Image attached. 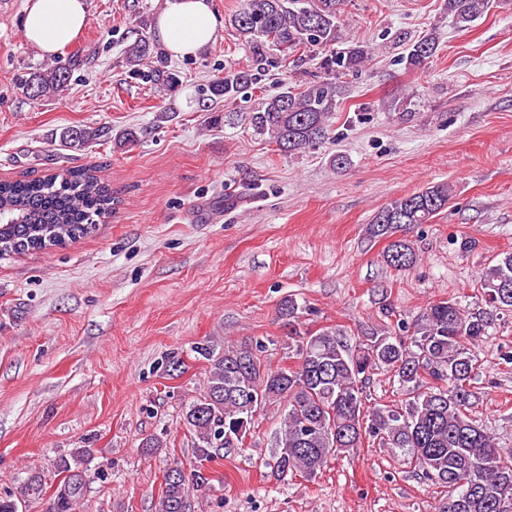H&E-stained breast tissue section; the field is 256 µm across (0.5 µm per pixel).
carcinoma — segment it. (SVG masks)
I'll list each match as a JSON object with an SVG mask.
<instances>
[{
	"mask_svg": "<svg viewBox=\"0 0 512 512\" xmlns=\"http://www.w3.org/2000/svg\"><path fill=\"white\" fill-rule=\"evenodd\" d=\"M345 0H241L231 25L250 46L271 44L284 52L302 47L325 51V78L301 91L289 86L260 99L246 115L253 130L284 154L296 155L329 140L340 88L332 75L361 66L371 48L336 49L339 19ZM491 8V0H444V10L460 28L470 26ZM438 49L435 36L414 42L406 66H425ZM132 67L149 63L150 37L140 35L127 47ZM69 65L57 62L30 74L21 84L24 95L49 98L67 86ZM160 88L175 92L178 75L152 71ZM257 81L252 69L227 71L200 94L198 108L216 123L234 121V113L216 105L231 101ZM102 130L75 127L60 140L81 148L100 138ZM453 185L431 183L380 207L369 221L375 237L398 229L429 224L454 197ZM112 187L90 167L64 169L33 179L0 180V256L65 246L93 232L95 218L112 212ZM383 261L397 271L417 262L410 242L387 245ZM484 306L463 308L452 299L429 302L412 320H397L399 336L386 326L366 328L353 339L345 330L325 326L301 331L307 305L293 295L284 297L278 313L288 325V358L293 366L271 367L267 345L257 339L218 350L202 344L194 353L209 370L199 396L183 412V424L195 438L192 468L176 464L163 475L159 512H189L192 492L211 486V466L223 450L241 449L255 417L243 393L260 394L259 410L279 403L285 414L277 449L268 466L274 478L292 474L307 479L318 475L332 458L347 457L365 440L397 453L399 462L442 488L440 512H508L512 504V448H502L469 413L478 398L475 383L483 373L478 348L488 338L494 317L512 313V252L500 254L496 264L479 277ZM392 374L405 390L399 404L364 410L366 384L374 371ZM91 449L79 448L62 465V479L54 493L53 512H76L94 479L87 467ZM47 483L29 476L19 494L0 496V512H22V506L41 500Z\"/></svg>",
	"mask_w": 512,
	"mask_h": 512,
	"instance_id": "1",
	"label": "carcinoma"
}]
</instances>
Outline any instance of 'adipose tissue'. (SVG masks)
<instances>
[{"label":"adipose tissue","instance_id":"adipose-tissue-1","mask_svg":"<svg viewBox=\"0 0 512 512\" xmlns=\"http://www.w3.org/2000/svg\"><path fill=\"white\" fill-rule=\"evenodd\" d=\"M89 21L86 0H29L23 21L26 40L40 54L56 55ZM209 0H166L156 35L174 58L197 55L217 37Z\"/></svg>","mask_w":512,"mask_h":512}]
</instances>
